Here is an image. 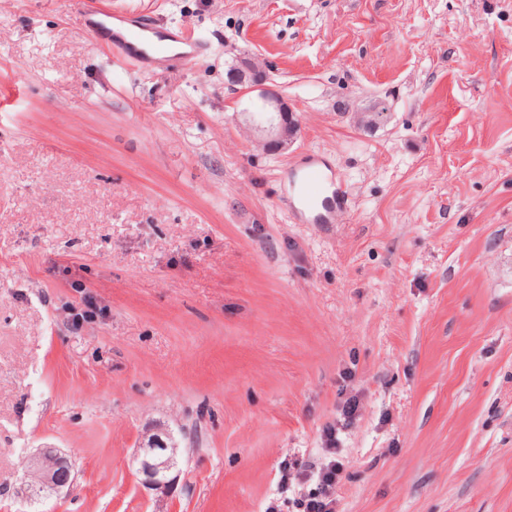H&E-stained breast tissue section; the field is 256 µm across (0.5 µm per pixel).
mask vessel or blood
<instances>
[{
    "label": "vessel or blood",
    "instance_id": "obj_1",
    "mask_svg": "<svg viewBox=\"0 0 512 512\" xmlns=\"http://www.w3.org/2000/svg\"><path fill=\"white\" fill-rule=\"evenodd\" d=\"M80 17L99 48L134 60L144 70L163 60L184 65L199 59L205 51L203 41L181 30L164 28L158 21L151 24L125 21L120 13L106 7L81 11ZM293 171L297 192L289 202L290 208L311 223H334L337 210L348 204L340 184L329 179L322 164L312 155L296 162Z\"/></svg>",
    "mask_w": 512,
    "mask_h": 512
}]
</instances>
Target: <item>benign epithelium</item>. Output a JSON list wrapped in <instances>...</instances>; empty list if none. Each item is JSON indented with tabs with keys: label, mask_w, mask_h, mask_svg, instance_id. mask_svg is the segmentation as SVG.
Listing matches in <instances>:
<instances>
[{
	"label": "benign epithelium",
	"mask_w": 512,
	"mask_h": 512,
	"mask_svg": "<svg viewBox=\"0 0 512 512\" xmlns=\"http://www.w3.org/2000/svg\"><path fill=\"white\" fill-rule=\"evenodd\" d=\"M231 79L245 86L250 93H258L262 119L254 130L266 134L261 141L267 151L288 148L297 134L299 122L294 109L277 92L265 87L263 71L251 59L241 62L230 73ZM179 445L173 434L163 428L150 432L137 449L132 465L141 476L144 485L164 488L172 482L170 473L175 467ZM24 481L31 497L38 498L47 491L61 492L70 489L75 482L71 461L56 450L52 453L39 448L27 459Z\"/></svg>",
	"instance_id": "7a95c632"
}]
</instances>
